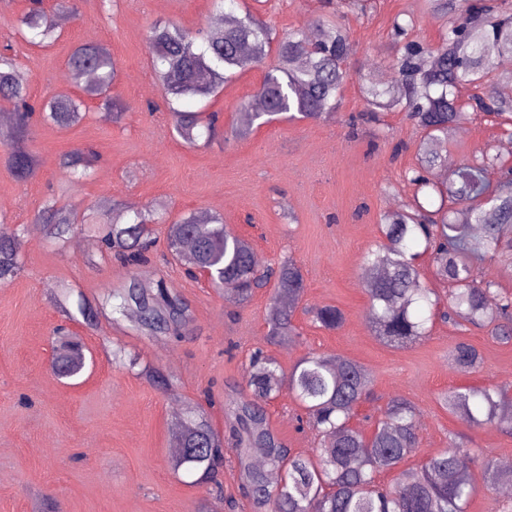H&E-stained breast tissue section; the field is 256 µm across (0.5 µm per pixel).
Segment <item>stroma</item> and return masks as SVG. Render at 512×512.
<instances>
[{"label":"stroma","mask_w":512,"mask_h":512,"mask_svg":"<svg viewBox=\"0 0 512 512\" xmlns=\"http://www.w3.org/2000/svg\"><path fill=\"white\" fill-rule=\"evenodd\" d=\"M422 0H376L363 15L345 16L354 46L352 71L391 80V25L415 19V34L437 43L438 19L421 11ZM77 14L59 23V38L45 48L29 46L17 31L29 0H0V44L11 43L34 99L75 94L64 84L67 58L78 43L95 39L109 45L118 67L112 96L124 106L120 123L92 100L84 119L67 129L35 123L27 146L40 160L36 177L16 180L0 159V225H24V268L0 282V512H40L50 499L57 512H251L242 497L233 460L224 463V488L197 483L195 474L174 470V424L188 408L212 397L208 412L214 428L229 433L224 394L244 388L250 354L266 346L270 293L261 290L244 307L209 282L188 277L178 266H163L164 225L150 264L122 266L100 253L93 227L81 225L64 249L51 245L34 218L50 195L79 207L112 198L127 207L151 204L171 217L194 210L223 214L225 224L247 237L261 265L293 256L302 266L307 289L295 313L301 335L294 344L270 349L283 369L308 351L355 359L371 373L375 401L363 403L355 426L372 432L389 397L403 396L418 411V448L410 465L447 447L451 438L489 452L496 463L512 460V434L494 426L476 427L448 413L441 393L451 387L512 383V342L492 339L486 330H459L436 322L430 337L404 349L382 344L368 330V298L362 257L381 241L380 218L404 207L414 188L405 173L417 163L421 134L405 113L382 117L387 138L373 128L351 131L349 116L364 111L357 81H349L342 106L324 122L280 121L255 128L244 139L232 133L239 104L255 103L263 68L240 74L212 98L221 133L208 146L190 148L173 138L164 92L155 78L146 32L156 21L196 29L211 19L210 0H77ZM256 9L277 32L318 25L320 0H258ZM93 148L99 159L90 180L67 188L58 163L78 148ZM436 150L452 162L485 154L512 162V139L483 117L465 121ZM163 270L194 311L180 338L146 337L129 322L79 318L96 306L106 289L130 276L150 277ZM340 308V330L315 325L310 309ZM74 314L69 329L87 347V366L75 381L56 377L51 361L52 329L64 313ZM472 344L483 362L461 372L451 356L457 342ZM136 355L135 368L115 363L113 348ZM159 368L173 383L156 389L140 373ZM270 425L290 448L305 454L318 448L316 431L299 424L301 410L288 391L267 407Z\"/></svg>","instance_id":"stroma-1"}]
</instances>
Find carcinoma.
<instances>
[{
  "label": "carcinoma",
  "instance_id": "carcinoma-1",
  "mask_svg": "<svg viewBox=\"0 0 512 512\" xmlns=\"http://www.w3.org/2000/svg\"><path fill=\"white\" fill-rule=\"evenodd\" d=\"M422 9L442 21L439 43L416 39L414 20L396 19L394 79L382 82L371 74H358L367 106L361 119L377 121L383 112H404L422 134L418 166L406 175L414 186L412 202L383 214L382 241L364 257L369 329L383 344L402 348L430 336L429 323L438 317L457 328L485 329L493 339L508 343L512 293L495 280L478 279L475 269L502 253L501 228L512 224V167L490 154L457 166L435 151L434 144L470 119L468 107L511 126L507 134L512 137V100L494 90L498 82H512V72H498L494 66L498 58L512 56V0H422ZM21 23L34 46L58 38L43 0H30ZM148 49L174 138L188 146H197L202 139L210 142L218 121L216 114L192 105L222 93L237 75L262 66L271 54L274 62L257 92L263 106L254 110L240 105L235 136L245 138L254 128L285 116L313 122L334 118L351 78L348 64L354 53L334 11L322 19L319 37L312 38L300 30L280 37L248 9L227 24L193 31L155 23ZM9 50L6 45L0 53V106L9 108L0 113V121L10 124L11 139L31 137L36 113L59 128L77 124L88 99L112 108L113 122L121 120L122 107L108 96L118 71L106 45L81 42L68 56L71 71L95 75L81 95L52 96L40 103L32 101ZM96 163L91 150L65 154L60 159L63 181L74 186L88 180ZM5 164L17 180L27 181L36 175L40 161L35 153L18 148L5 152ZM436 170L444 175L433 177ZM423 197L438 198V207L428 209ZM458 207L465 210L469 223H456ZM99 218L104 252L126 266L148 263L155 225L165 223L173 261L190 273L208 270L210 284L230 290L234 302L247 304L258 289L272 285L267 344L290 345L300 336L294 313L306 291L301 265L289 257L274 267H259L252 242L224 224L222 214L197 210L168 224L154 206L131 210L114 203ZM35 221L45 225L46 236L58 244L82 223L75 206L54 199L44 204ZM21 233L20 228L0 226V282L16 278L22 270ZM424 257L433 278L448 288L445 295L422 281ZM108 312L116 322L134 318L137 330L150 337L179 338L192 319L186 300L162 277L145 285L133 275L122 287L106 290L97 306L82 309L81 315L90 321ZM309 314L329 331L344 323L336 306L314 308ZM56 333L61 338L54 349V373L77 378L86 365L84 344L63 327ZM452 358L465 372L481 363L478 350L466 341L456 344ZM371 386L367 368L348 357L309 351L286 373L274 356L259 350L250 359L245 388L224 401L234 419L230 437L235 448H224V437L204 412H191L172 439L178 449L172 465L201 472L200 481L206 483L224 468L225 454L233 452L240 486L253 512H468L477 490L472 449L452 440L421 464L406 466L417 448L419 430L410 400L390 397L369 435L352 425ZM285 387L301 403L308 426L321 436L320 448L311 456L285 447L270 426L266 405ZM443 400L448 412L474 426L512 431V417L500 413L501 406L512 400L511 383L454 388ZM382 472L396 473L394 482L381 485L377 475ZM481 476L491 489L512 484V469L499 468L491 458L483 461Z\"/></svg>",
  "mask_w": 512,
  "mask_h": 512
}]
</instances>
